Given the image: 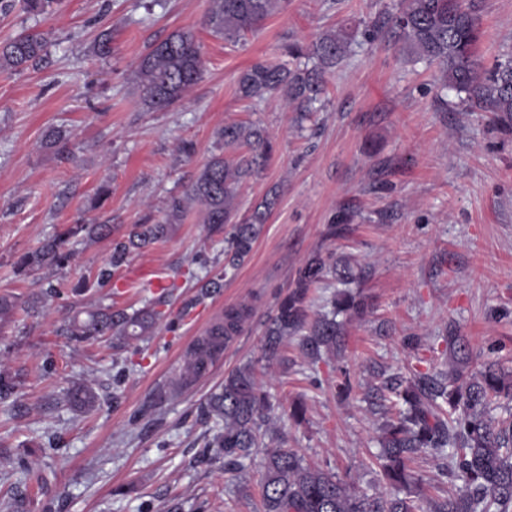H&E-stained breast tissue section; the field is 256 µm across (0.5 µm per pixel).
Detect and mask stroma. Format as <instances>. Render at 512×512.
Here are the masks:
<instances>
[{
  "label": "stroma",
  "mask_w": 512,
  "mask_h": 512,
  "mask_svg": "<svg viewBox=\"0 0 512 512\" xmlns=\"http://www.w3.org/2000/svg\"><path fill=\"white\" fill-rule=\"evenodd\" d=\"M397 0H287L261 30L232 45L204 25L210 0H60L55 14L0 11V42L25 30L53 39L37 67L0 71V296L20 304L41 289L40 311L20 307L0 326V373L14 377L0 400V503L20 512H258L262 456L243 465L213 459L210 395L245 363L282 406L302 401L306 419H278L289 447L322 469L350 473L383 492L375 455L387 401L378 389L396 374L441 367L456 325L470 342L471 372L512 361V128L492 112H465L456 94L439 102L434 72L402 63L384 42L353 46L329 78L323 111L306 130L277 97L238 98L241 70L287 64L283 47L329 30L384 20ZM485 64L512 53V0H478ZM193 30L203 76L163 111L143 105L140 60L170 34ZM111 51L98 54L102 32ZM261 122L274 151L243 182V208L280 186L278 207L251 258L224 274V236L198 215L165 243L111 264L131 225L161 218L217 153L215 133ZM57 128L77 150L44 147ZM102 208L90 200L101 184ZM348 215L337 235V216ZM72 224H108L107 237L79 234L68 262L31 274L17 262ZM348 260L370 314L346 324L340 354L311 360L296 339L263 357L265 324L312 253ZM221 281L201 296L202 285ZM161 303L151 335L126 343H78L63 325L94 305L130 311ZM251 311L207 377L174 389L189 349L227 308ZM419 339L407 348V337ZM77 382L99 396L81 412L66 400Z\"/></svg>",
  "instance_id": "1"
}]
</instances>
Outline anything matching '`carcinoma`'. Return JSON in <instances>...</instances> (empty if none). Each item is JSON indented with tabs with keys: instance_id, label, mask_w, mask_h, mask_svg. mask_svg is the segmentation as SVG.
Listing matches in <instances>:
<instances>
[{
	"instance_id": "1",
	"label": "carcinoma",
	"mask_w": 512,
	"mask_h": 512,
	"mask_svg": "<svg viewBox=\"0 0 512 512\" xmlns=\"http://www.w3.org/2000/svg\"><path fill=\"white\" fill-rule=\"evenodd\" d=\"M286 0H212L206 26L231 44L257 31ZM22 9L34 16L54 11L58 0H21ZM369 41L390 39L402 52L434 65L438 88L454 91L469 110L495 112L512 126V57L487 69L476 55L481 31L474 5L466 0H400L386 22L364 30ZM353 34L344 29L329 31L306 44L287 46L298 61L293 68L257 62L244 70L237 82L240 98L250 101L281 97L304 119L326 93L327 74L349 52ZM46 34L28 31L0 44V71L23 72L44 57ZM203 75L199 41L191 31L172 34L141 60L138 87L141 100L151 111L165 110L181 101ZM224 153L214 154L182 194L168 198L163 216L153 224H135L127 239L112 252V265H122L132 251L167 239L175 224L199 207L203 223L224 238V272L235 271L251 256L263 224L278 201L271 189L261 203L240 214L238 188L258 174L269 158L272 145L266 130L253 123L226 124L216 132ZM107 236L108 224L90 228L75 224L46 241L38 250L23 255L18 266L36 270L60 264L67 258V239L83 231ZM333 271L339 284H349L350 271L343 263L327 266L319 253L312 254L299 270L294 288L282 297L270 317L264 336L265 357L275 358L284 339L297 336L305 355L318 359L336 352L344 338L345 320L363 317L369 304L343 289L334 294L332 310L308 321V295L312 285ZM159 313L152 309L128 313L112 307L73 318L66 333L75 340L92 341L110 336L122 342L148 335ZM248 317L243 308H229L224 322L197 339L186 363L183 378L201 375L202 369L240 332ZM451 362L443 369L415 370L409 376H393L386 386L394 395L396 411L387 417L378 437L379 482L394 493H368L349 474L340 475L306 462L288 447L281 432L271 426L279 406L258 381L255 367L247 363L224 378V388L213 394L207 407L215 420L211 446L215 455L234 463L265 449L261 485V512H424L418 503L421 479L411 469L418 458L433 456L450 460L449 477L454 488L430 500L429 512H512V417L494 421L491 405L512 400V368L489 364L469 373L467 341L448 327L443 337ZM70 404L91 410L95 391L78 384L67 392Z\"/></svg>"
}]
</instances>
